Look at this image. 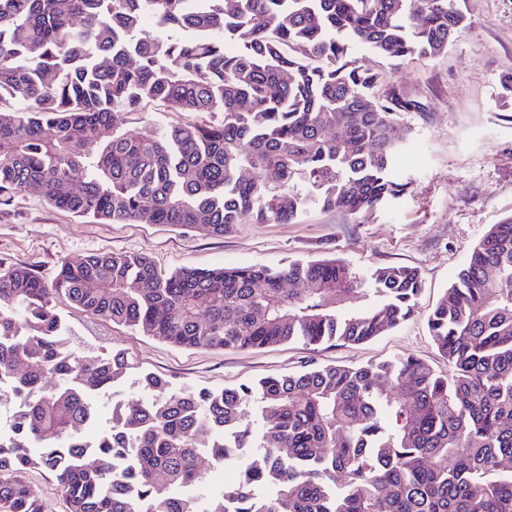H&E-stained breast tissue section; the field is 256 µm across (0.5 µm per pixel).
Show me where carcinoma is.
<instances>
[{
  "instance_id": "1",
  "label": "carcinoma",
  "mask_w": 512,
  "mask_h": 512,
  "mask_svg": "<svg viewBox=\"0 0 512 512\" xmlns=\"http://www.w3.org/2000/svg\"><path fill=\"white\" fill-rule=\"evenodd\" d=\"M467 26L458 0H0V204L35 186L76 217L214 236L313 207L369 215L408 191L395 117L420 105L380 94L352 48L434 58ZM148 104L212 120L129 127ZM420 293L414 267L339 259L164 273L112 253L50 281L0 263V376L23 401L0 441V512H44L32 469L68 512H512V216L428 313L448 371L406 355L179 391L140 372L138 396L81 445L94 397L136 367L117 346L84 356L59 300L181 348L236 350L361 344ZM204 438L238 479L178 498L203 479ZM26 480L38 492L45 506V512H68L67 503L59 492L53 476L44 470H32Z\"/></svg>"
}]
</instances>
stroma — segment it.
Instances as JSON below:
<instances>
[{
	"label": "stroma",
	"mask_w": 512,
	"mask_h": 512,
	"mask_svg": "<svg viewBox=\"0 0 512 512\" xmlns=\"http://www.w3.org/2000/svg\"><path fill=\"white\" fill-rule=\"evenodd\" d=\"M459 5L470 24L440 57L407 59L393 68L373 53L353 52L362 68L381 73L385 86L422 105L397 116V130L408 139L399 167L411 182L409 192L372 216L359 221L315 207L292 224H240L215 237L164 224L82 220L28 188L0 205V262L33 266L47 278L64 261L99 253L144 254L164 272L313 259H340L363 274L412 266L422 278L417 313L360 345L187 350L122 324L90 319L86 325L102 345L125 349L140 369L163 375L177 389L235 387L313 362L363 366L408 354L446 369L427 314L483 233L512 216V111L500 101L502 79L512 74V0Z\"/></svg>",
	"instance_id": "stroma-1"
}]
</instances>
